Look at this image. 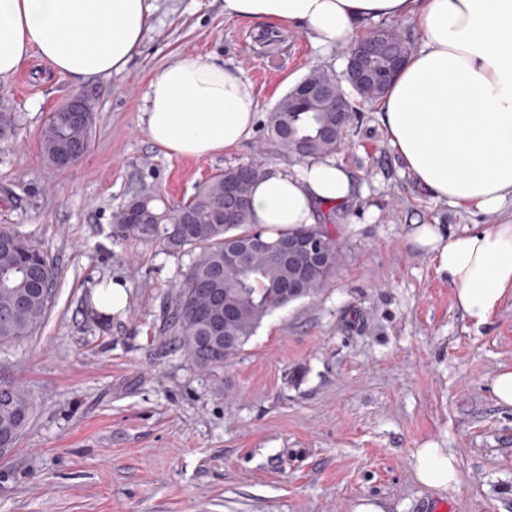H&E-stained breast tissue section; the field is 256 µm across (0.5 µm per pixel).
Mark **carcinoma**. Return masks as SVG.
<instances>
[{
	"label": "carcinoma",
	"instance_id": "carcinoma-1",
	"mask_svg": "<svg viewBox=\"0 0 512 512\" xmlns=\"http://www.w3.org/2000/svg\"><path fill=\"white\" fill-rule=\"evenodd\" d=\"M287 93L279 100L267 126L269 139L284 158L296 157L299 141L309 142V158L333 154L340 138L325 136L321 129L335 123L336 113L325 105L309 104L308 111H294ZM82 117L74 119L66 104L50 113L41 129L39 148L43 161L58 170L76 163L87 151L95 101L80 95ZM21 125L16 112L0 110V135ZM238 179V168H226L201 184L182 205H159L152 193L139 194L113 215V232L122 239L149 242L168 253L192 256L167 311L168 340L199 370L212 377L217 394L223 393L224 363L236 357L255 335L263 320L285 308L295 298L288 284L295 269L275 257V249L301 226L276 239L269 228L249 223L243 210L236 224L224 223L226 187ZM322 238L324 268L311 277L304 296L319 294L338 262L335 239L321 226H313ZM261 238L267 249L252 250ZM244 253L241 265L224 263V253ZM58 270L48 254L19 231L0 227V344L23 341L37 333L51 304ZM34 411L30 395L13 385H0V437L18 440Z\"/></svg>",
	"mask_w": 512,
	"mask_h": 512
}]
</instances>
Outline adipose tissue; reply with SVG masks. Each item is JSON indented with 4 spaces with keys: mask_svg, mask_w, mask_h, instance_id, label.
Returning a JSON list of instances; mask_svg holds the SVG:
<instances>
[{
    "mask_svg": "<svg viewBox=\"0 0 512 512\" xmlns=\"http://www.w3.org/2000/svg\"><path fill=\"white\" fill-rule=\"evenodd\" d=\"M151 0H0V78L39 54L76 81L118 76L138 53ZM228 19L299 27L322 57L351 47L372 21L414 18L419 44L376 107L393 149L417 184L453 209L512 205V0H224ZM257 103L233 67L178 59L149 83L144 130L166 155L216 156L248 139ZM350 174L323 158L295 173L259 175L249 220L272 233L318 223L353 197ZM410 241L447 273L455 304L486 324L512 295V224L449 235L414 225ZM419 483L455 491L458 460L429 444L412 455Z\"/></svg>",
    "mask_w": 512,
    "mask_h": 512,
    "instance_id": "1",
    "label": "adipose tissue"
}]
</instances>
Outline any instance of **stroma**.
I'll list each match as a JSON object with an SVG mask.
<instances>
[{"mask_svg": "<svg viewBox=\"0 0 512 512\" xmlns=\"http://www.w3.org/2000/svg\"><path fill=\"white\" fill-rule=\"evenodd\" d=\"M139 56L119 76L82 83L31 55L0 80L22 117L0 139V226L24 233L58 269L40 331L0 345V384L31 394L34 416L0 454V512H512V408L491 381L512 369V297L476 326L446 274L412 246L413 225L448 234L512 221L457 211L418 186L389 145L374 103L344 91L356 115L334 153L357 190L326 210L338 263L325 290L267 317L224 366V392L164 339L189 255L112 234L143 192L188 201L219 170L258 161L294 171L266 134L278 101L312 69L344 75L349 49L322 58L300 32L224 16V0H153ZM240 69L258 105L252 136L223 154L166 156L142 123L151 79L180 58ZM92 94L86 153L56 170L39 134L57 105ZM125 284L115 314L88 307L98 284ZM458 460L457 491L420 484L415 449Z\"/></svg>", "mask_w": 512, "mask_h": 512, "instance_id": "35a3bbf8", "label": "stroma"}]
</instances>
